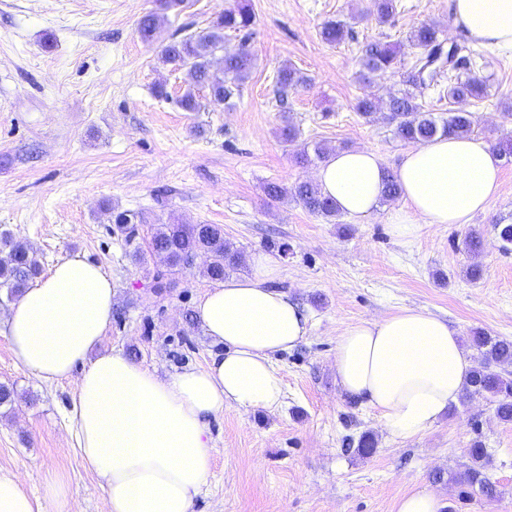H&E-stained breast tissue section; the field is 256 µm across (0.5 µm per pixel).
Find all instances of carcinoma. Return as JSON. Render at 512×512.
<instances>
[{
    "instance_id": "carcinoma-1",
    "label": "carcinoma",
    "mask_w": 512,
    "mask_h": 512,
    "mask_svg": "<svg viewBox=\"0 0 512 512\" xmlns=\"http://www.w3.org/2000/svg\"><path fill=\"white\" fill-rule=\"evenodd\" d=\"M159 10L143 15L138 23L140 37L149 41L158 30L163 12L184 6L185 0H158ZM377 20L386 23L395 15V0H374ZM255 15L248 0H237L236 5L211 21L210 25L196 33L176 38L162 47L160 59L164 63L189 66L195 70L193 86L178 99L185 112H198L203 106L197 92L207 93L209 101L228 103L240 93L241 86L250 78L255 68V58L248 48L253 35ZM242 34L236 47L225 44V32ZM328 43H339L348 35L345 25L326 22L321 31ZM410 44L419 50V55L410 68L401 73V84L405 89L390 95L387 103L388 119L394 125V135L400 140L423 144L436 135L467 136L472 132L471 113L464 106L486 97V83L475 77H462L469 69V57L462 54L463 47L440 37L434 24H423L410 34ZM399 50L387 43H367L359 59L358 78L364 82L382 79L396 73ZM448 75V117L439 118L425 110L419 102L417 92L435 86L438 79ZM276 84L283 94L306 84L305 76L292 66L284 65L276 72ZM335 148L319 144L313 151L303 148L295 153L301 164L323 162ZM265 194L272 200L288 196L313 214L331 219L339 214L336 203L325 196L318 185L302 181L288 189L276 182L264 187ZM110 211L114 231L124 236L129 245H134V257L141 258L144 251L135 244L137 225L147 223L146 218L136 212ZM464 249L474 258L467 267L466 275L472 280L482 276L479 257L483 238L476 231L470 232L463 240ZM148 248L150 254L159 258L165 270L153 275L151 288L160 295L179 287V274L191 268L197 256L207 257L202 275L211 280H222L242 264L240 252L224 240V228L218 224H158L154 228ZM40 273V267L31 255L30 248L16 240L11 234H0V294L11 301L27 287ZM472 344L480 351L481 361L473 369L464 396L490 397L495 404L498 419L512 422V377H506L502 370L512 365V340L493 338L483 332L472 336ZM487 449L479 441L469 448L471 464L452 474L449 480L458 489V497L466 500L478 494L486 500L500 496L498 485L482 471V461Z\"/></svg>"
}]
</instances>
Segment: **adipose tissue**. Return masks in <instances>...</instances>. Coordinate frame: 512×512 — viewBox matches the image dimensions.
<instances>
[{
    "label": "adipose tissue",
    "instance_id": "obj_1",
    "mask_svg": "<svg viewBox=\"0 0 512 512\" xmlns=\"http://www.w3.org/2000/svg\"><path fill=\"white\" fill-rule=\"evenodd\" d=\"M451 24L479 44L512 50V0H451ZM403 205L389 216L403 238L423 224H466L500 187V159L485 141L436 136L405 150L395 171L367 149L332 153L315 175L339 211L364 220L378 209L387 174ZM206 287L195 315L220 350L205 366L162 377L122 350L101 349L112 320V278L76 252L30 283L11 306L5 334L19 366L41 382L75 379V447L103 482L109 512H193L213 455L208 421L231 409L272 410L284 397L273 355L308 334V317L276 288L277 263ZM473 362L459 332L424 309L363 320L336 342L340 391L377 411L392 435L429 432L459 402ZM65 479L48 474L34 497L0 475V512H73Z\"/></svg>",
    "mask_w": 512,
    "mask_h": 512
}]
</instances>
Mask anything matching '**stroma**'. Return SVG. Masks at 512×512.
Segmentation results:
<instances>
[{
    "mask_svg": "<svg viewBox=\"0 0 512 512\" xmlns=\"http://www.w3.org/2000/svg\"><path fill=\"white\" fill-rule=\"evenodd\" d=\"M448 2L397 0L395 17L381 23L373 0H249L251 78L232 106L186 112L174 99L191 77L160 61L161 46L206 28L233 0H187L165 15L150 43L137 21L154 0H0V231L26 242L41 270L74 252L104 266L115 295L103 347L122 349L163 377L204 366L218 350L201 325L185 321L208 278L194 267L172 292H149L148 276L161 262L132 260L100 208L105 201L149 216L139 227L142 245L155 224L221 225L244 258L277 260L276 287L308 315L306 340L273 358L285 383L282 405L232 408L209 421L215 451L193 512H397L400 499L421 487L441 491L458 512H512V423L496 417L489 399L460 400L431 431L403 440L341 394L333 368L346 328L404 307L448 319L465 339L476 330L512 339V249L494 230L512 224V155L501 158L498 194L470 224L484 237L483 276L475 282L464 274L470 226L426 224L401 239L389 229L393 203L359 224L263 192L269 182L289 187L314 178V167L296 163L283 140L285 114L299 142L369 149L396 167L406 143L383 116L361 117L356 104L371 93L388 98L400 78L366 84L358 59L379 40L399 46L410 67L418 51L408 37L424 23L470 48V73L487 84L486 98L470 107L473 137L494 147L512 139V50L453 29ZM331 19L351 32L337 45L321 37ZM285 63L309 82L283 97L274 74ZM160 84L169 99L156 96ZM0 385L18 394L14 406L0 407V473L17 475L36 496L48 473L60 474L78 512H108L101 480L72 446L74 381H38L16 365L0 335ZM365 434L375 448L361 455L356 444ZM476 441L488 452L486 476L502 491L493 503L456 502L446 480L468 464Z\"/></svg>",
    "mask_w": 512,
    "mask_h": 512,
    "instance_id": "1",
    "label": "stroma"
}]
</instances>
